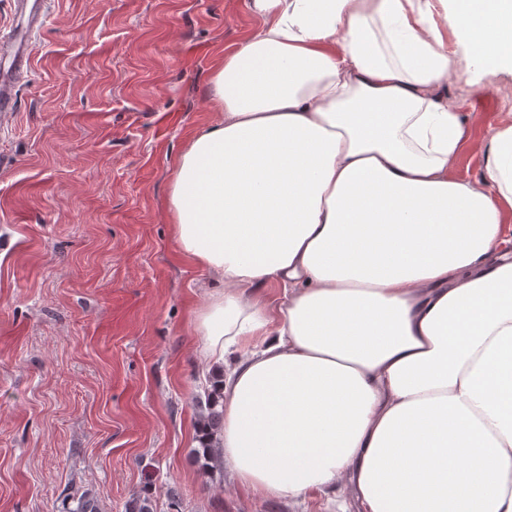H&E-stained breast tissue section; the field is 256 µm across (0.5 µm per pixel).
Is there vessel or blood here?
<instances>
[{"label": "vessel or blood", "instance_id": "vessel-or-blood-1", "mask_svg": "<svg viewBox=\"0 0 512 512\" xmlns=\"http://www.w3.org/2000/svg\"><path fill=\"white\" fill-rule=\"evenodd\" d=\"M23 21L19 31L0 33V118L15 110V86L30 66L31 38L44 25L45 0H14Z\"/></svg>", "mask_w": 512, "mask_h": 512}]
</instances>
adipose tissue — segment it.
<instances>
[{"label": "adipose tissue", "mask_w": 512, "mask_h": 512, "mask_svg": "<svg viewBox=\"0 0 512 512\" xmlns=\"http://www.w3.org/2000/svg\"><path fill=\"white\" fill-rule=\"evenodd\" d=\"M218 110L175 162L179 251L214 277V445L269 499L512 512V126L458 175L448 38L512 73V0H249ZM278 283L270 303L260 289Z\"/></svg>", "instance_id": "obj_1"}]
</instances>
